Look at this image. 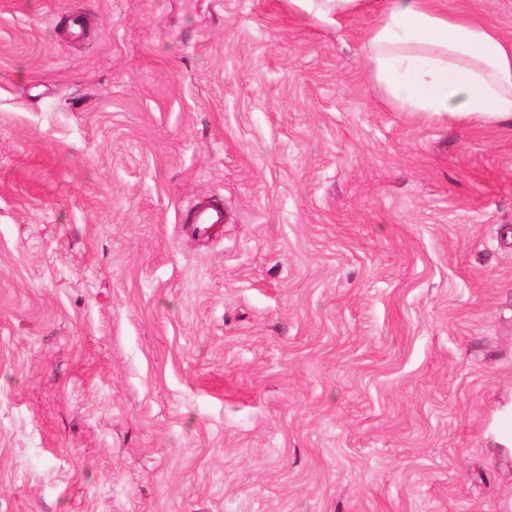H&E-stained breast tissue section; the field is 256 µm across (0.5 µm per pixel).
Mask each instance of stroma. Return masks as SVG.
<instances>
[{
  "mask_svg": "<svg viewBox=\"0 0 512 512\" xmlns=\"http://www.w3.org/2000/svg\"><path fill=\"white\" fill-rule=\"evenodd\" d=\"M375 19L0 0V512H503L512 125L393 108ZM185 221L198 224L201 230L206 231L216 224H223L224 208L210 201H200L186 213Z\"/></svg>",
  "mask_w": 512,
  "mask_h": 512,
  "instance_id": "1",
  "label": "stroma"
}]
</instances>
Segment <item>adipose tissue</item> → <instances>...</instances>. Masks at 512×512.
I'll return each instance as SVG.
<instances>
[{
  "label": "adipose tissue",
  "instance_id": "obj_1",
  "mask_svg": "<svg viewBox=\"0 0 512 512\" xmlns=\"http://www.w3.org/2000/svg\"><path fill=\"white\" fill-rule=\"evenodd\" d=\"M289 4L316 24L375 10V0ZM378 13L364 35L366 60L397 110L456 124L512 123L511 40L437 0H389Z\"/></svg>",
  "mask_w": 512,
  "mask_h": 512
}]
</instances>
